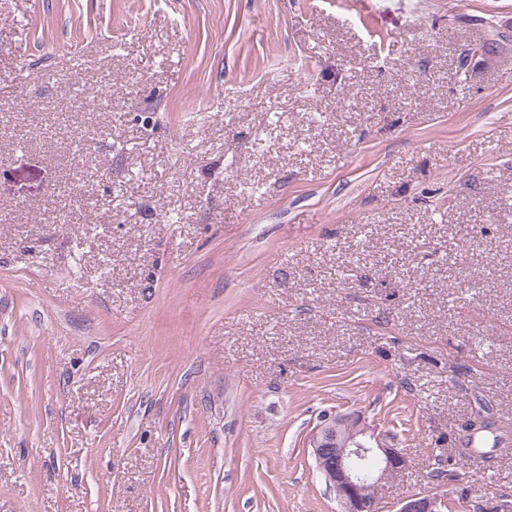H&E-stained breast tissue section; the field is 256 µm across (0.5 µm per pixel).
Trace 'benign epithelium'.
Here are the masks:
<instances>
[{"instance_id": "7a95c632", "label": "benign epithelium", "mask_w": 512, "mask_h": 512, "mask_svg": "<svg viewBox=\"0 0 512 512\" xmlns=\"http://www.w3.org/2000/svg\"><path fill=\"white\" fill-rule=\"evenodd\" d=\"M309 445L318 471L335 492L342 512H372L379 491L389 477L409 466L400 448L386 444L355 413H338L324 420ZM436 496H411L399 512H441Z\"/></svg>"}]
</instances>
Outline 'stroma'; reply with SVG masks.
I'll use <instances>...</instances> for the list:
<instances>
[{"instance_id":"35a3bbf8","label":"stroma","mask_w":512,"mask_h":512,"mask_svg":"<svg viewBox=\"0 0 512 512\" xmlns=\"http://www.w3.org/2000/svg\"><path fill=\"white\" fill-rule=\"evenodd\" d=\"M336 411L512 512V0H0V512H341ZM463 435L459 440V443L462 448H455V455H457L460 459H465L470 457L473 451L484 449L480 444L482 440L476 441L477 448H470L472 443V435L479 434L480 436L491 435V445L489 451H484L485 454H489L495 451H498V448H501V445H505L509 443L508 437L511 438V432L499 431L498 427H496L495 422L489 420H481L476 422L475 427L472 429L462 430Z\"/></svg>"}]
</instances>
